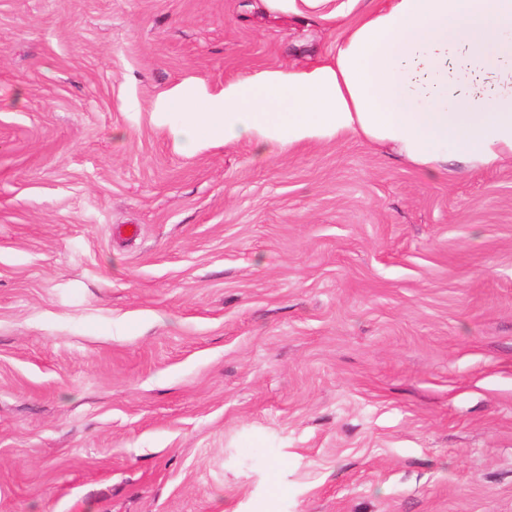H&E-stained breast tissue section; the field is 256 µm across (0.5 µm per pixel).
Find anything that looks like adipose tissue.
Here are the masks:
<instances>
[{"label": "adipose tissue", "instance_id": "obj_1", "mask_svg": "<svg viewBox=\"0 0 512 512\" xmlns=\"http://www.w3.org/2000/svg\"><path fill=\"white\" fill-rule=\"evenodd\" d=\"M168 107L189 151L353 133L429 173L493 167L512 158V0H372L330 62L226 82L217 108Z\"/></svg>", "mask_w": 512, "mask_h": 512}]
</instances>
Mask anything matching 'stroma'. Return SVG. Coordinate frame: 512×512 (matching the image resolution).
Masks as SVG:
<instances>
[{
  "label": "stroma",
  "mask_w": 512,
  "mask_h": 512,
  "mask_svg": "<svg viewBox=\"0 0 512 512\" xmlns=\"http://www.w3.org/2000/svg\"><path fill=\"white\" fill-rule=\"evenodd\" d=\"M346 24L0 0V512H512V159L163 116Z\"/></svg>",
  "instance_id": "stroma-1"
}]
</instances>
